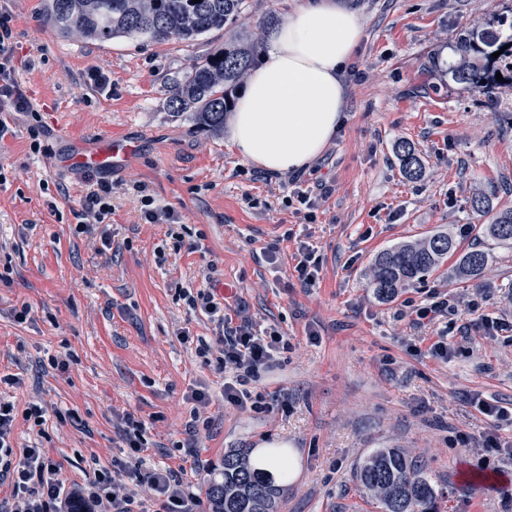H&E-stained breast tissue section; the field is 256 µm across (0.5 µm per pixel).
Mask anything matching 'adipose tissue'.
<instances>
[{
	"label": "adipose tissue",
	"mask_w": 512,
	"mask_h": 512,
	"mask_svg": "<svg viewBox=\"0 0 512 512\" xmlns=\"http://www.w3.org/2000/svg\"><path fill=\"white\" fill-rule=\"evenodd\" d=\"M361 38L351 0H300L272 31L229 117L234 151L271 176L309 169L342 124L344 66Z\"/></svg>",
	"instance_id": "1"
}]
</instances>
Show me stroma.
I'll return each mask as SVG.
<instances>
[{
	"label": "stroma",
	"instance_id": "35a3bbf8",
	"mask_svg": "<svg viewBox=\"0 0 512 512\" xmlns=\"http://www.w3.org/2000/svg\"><path fill=\"white\" fill-rule=\"evenodd\" d=\"M297 3L245 0L234 27L160 43L60 35L44 24L45 0H0L16 78L33 102L32 112L0 114V375L19 380L6 394L14 447L45 448L67 482L83 483L127 455L130 412L144 423L145 467L184 470L200 491L230 449L288 445L296 458L279 512H375L354 473L378 448L425 461L438 512H512V454L483 447L488 419L473 404L512 410V338L457 332L512 306V248L484 235L470 205L480 193L512 208V103L493 106L448 74L459 34L477 17L511 16L512 0H354L363 35L346 65L345 120L305 174L332 193L305 227L287 203L290 177L257 172L227 132L167 107L173 79L201 54L265 14L285 22ZM97 71L107 89L94 85ZM110 135L140 152L112 173L106 246L75 231L90 174L71 176L59 161L70 142ZM402 141L421 160L419 178L401 171ZM145 194L178 223H146ZM444 229L455 254L377 299L376 255ZM302 233L322 259L309 288L294 270ZM471 250L489 261L468 281L456 267ZM216 286L234 319L288 342L247 384L265 409L225 404L223 373L197 354L218 332L188 297ZM434 292L461 300L448 361L431 354L435 326L413 323ZM24 307L30 315L17 322ZM195 388L210 396L209 422L190 434ZM32 402L50 414L40 432L23 416ZM188 443L198 459L186 458Z\"/></svg>",
	"mask_w": 512,
	"mask_h": 512
}]
</instances>
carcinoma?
<instances>
[{
	"label": "carcinoma",
	"instance_id": "obj_1",
	"mask_svg": "<svg viewBox=\"0 0 512 512\" xmlns=\"http://www.w3.org/2000/svg\"><path fill=\"white\" fill-rule=\"evenodd\" d=\"M244 0H46V22L61 34L77 33L87 39L109 41L115 37L142 36L163 42L194 41L203 33L222 30L236 21ZM512 53L509 32L484 18L460 34L457 59L449 68L451 79L474 91H502L512 96V70L501 81L490 78L493 53L503 46ZM254 38L243 32L224 48L202 55L176 79L168 96L173 112H192L199 125L211 131L224 129V112L233 93L252 65ZM403 172L414 178L421 172L420 159L408 142L396 145ZM473 212L490 216L484 233L512 247V209L494 210L490 200L475 196ZM455 247L448 233H435L378 254L372 266L374 293L381 299L422 280ZM488 265L481 250L464 255L457 274L480 275ZM356 480L379 512H436L437 492L424 462L401 448H379L356 470ZM285 488L275 483L272 472L261 467L247 448L224 453L221 478L208 482L206 495L211 512H277V500Z\"/></svg>",
	"mask_w": 512,
	"mask_h": 512
}]
</instances>
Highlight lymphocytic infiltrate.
Returning <instances> with one entry per match:
<instances>
[{
    "label": "lymphocytic infiltrate",
    "mask_w": 512,
    "mask_h": 512,
    "mask_svg": "<svg viewBox=\"0 0 512 512\" xmlns=\"http://www.w3.org/2000/svg\"><path fill=\"white\" fill-rule=\"evenodd\" d=\"M9 14L0 12V109L26 113L32 103L15 78L16 64L11 43ZM112 214V184L100 180L84 203V221L79 233L97 235L101 224ZM202 308L219 328L218 362L224 372V401L240 410L258 409L246 384L260 369L276 359L282 342L277 333H257L248 320L234 321L225 305L211 293H200ZM15 406L0 400V483L12 487L10 497L0 500V512H202V499L180 473L171 469H142L134 458L142 450L140 432L143 423L134 415L123 418L126 446L131 458L113 461L111 467L98 469L93 480L66 484L62 466L42 448H27L15 454L12 443ZM135 478L152 492L150 500L127 491L123 478Z\"/></svg>",
    "instance_id": "f902f5d3"
}]
</instances>
